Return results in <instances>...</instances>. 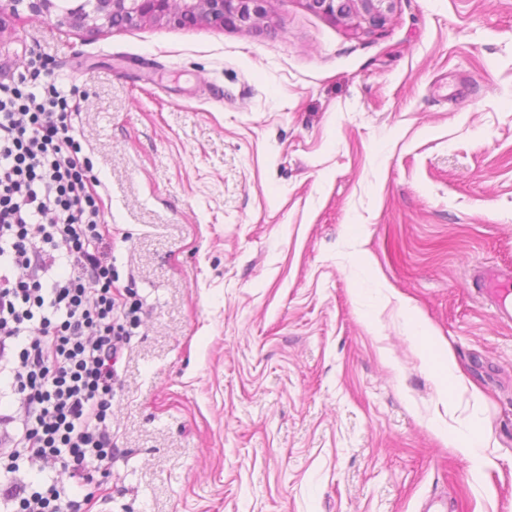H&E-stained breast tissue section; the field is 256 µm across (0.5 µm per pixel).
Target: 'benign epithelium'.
<instances>
[{"instance_id": "7a95c632", "label": "benign epithelium", "mask_w": 512, "mask_h": 512, "mask_svg": "<svg viewBox=\"0 0 512 512\" xmlns=\"http://www.w3.org/2000/svg\"><path fill=\"white\" fill-rule=\"evenodd\" d=\"M395 0H308L311 9L349 21L379 26L392 11ZM26 4L29 11L50 15L54 0H5L0 5V25L4 10L15 12ZM270 0H80L74 7L56 14L58 22L71 28L98 33L112 28V19L121 18L127 27L144 24L209 25L219 28L252 29L268 15Z\"/></svg>"}]
</instances>
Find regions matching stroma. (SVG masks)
<instances>
[{
	"instance_id": "stroma-1",
	"label": "stroma",
	"mask_w": 512,
	"mask_h": 512,
	"mask_svg": "<svg viewBox=\"0 0 512 512\" xmlns=\"http://www.w3.org/2000/svg\"><path fill=\"white\" fill-rule=\"evenodd\" d=\"M268 11L0 29V79L40 51L77 89L142 306L84 491L96 512H512V320L479 283L512 272V0H396L359 28Z\"/></svg>"
}]
</instances>
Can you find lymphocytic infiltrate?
<instances>
[{
    "instance_id": "obj_1",
    "label": "lymphocytic infiltrate",
    "mask_w": 512,
    "mask_h": 512,
    "mask_svg": "<svg viewBox=\"0 0 512 512\" xmlns=\"http://www.w3.org/2000/svg\"><path fill=\"white\" fill-rule=\"evenodd\" d=\"M79 111L41 57L0 81V512H91L81 489L114 455L116 363L138 317L113 286Z\"/></svg>"
}]
</instances>
